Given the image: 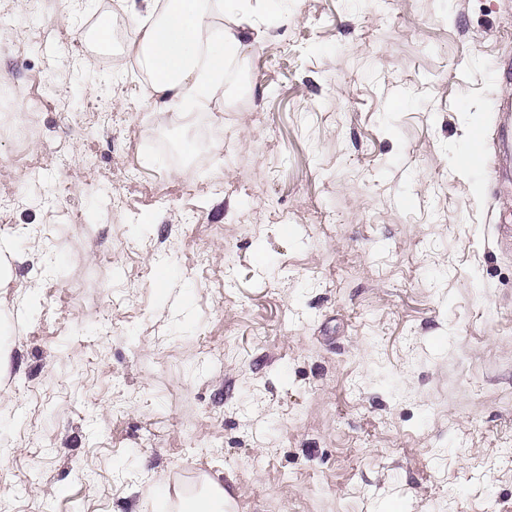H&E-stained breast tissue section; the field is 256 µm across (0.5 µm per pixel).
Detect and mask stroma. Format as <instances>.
<instances>
[{
    "mask_svg": "<svg viewBox=\"0 0 512 512\" xmlns=\"http://www.w3.org/2000/svg\"><path fill=\"white\" fill-rule=\"evenodd\" d=\"M250 6L216 112L0 0V501L512 512V0Z\"/></svg>",
    "mask_w": 512,
    "mask_h": 512,
    "instance_id": "obj_1",
    "label": "stroma"
}]
</instances>
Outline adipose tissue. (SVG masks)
I'll return each instance as SVG.
<instances>
[{
    "mask_svg": "<svg viewBox=\"0 0 512 512\" xmlns=\"http://www.w3.org/2000/svg\"><path fill=\"white\" fill-rule=\"evenodd\" d=\"M156 18L136 46L158 97L174 107L205 105L224 85V61L240 47L225 34L221 50L211 45L208 0H146Z\"/></svg>",
    "mask_w": 512,
    "mask_h": 512,
    "instance_id": "obj_1",
    "label": "adipose tissue"
}]
</instances>
